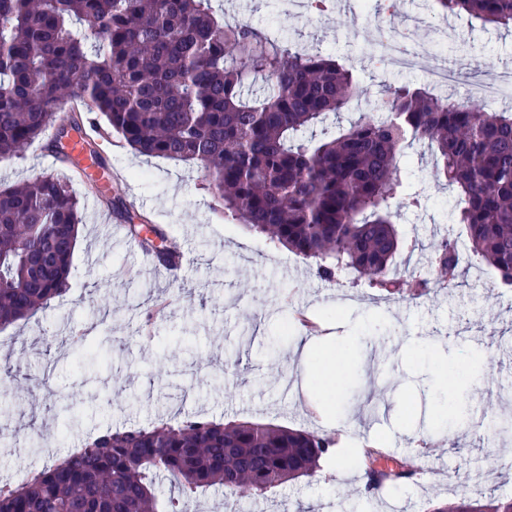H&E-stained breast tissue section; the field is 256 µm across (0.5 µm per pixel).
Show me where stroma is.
Here are the masks:
<instances>
[{
  "label": "stroma",
  "instance_id": "obj_1",
  "mask_svg": "<svg viewBox=\"0 0 512 512\" xmlns=\"http://www.w3.org/2000/svg\"><path fill=\"white\" fill-rule=\"evenodd\" d=\"M220 2L226 21H247L292 48H317L353 67L365 103L377 102L385 85L426 84L422 71L378 59L365 11L383 9L385 0H348L347 13L329 12L321 24L280 0ZM395 2L394 33L416 29L451 62L512 68V31L443 15L434 0ZM97 144L121 175L112 191L128 216L72 180L82 223L69 289L31 319L0 330V350L20 365L17 377L0 373V425L14 431L0 444V483L14 484L19 467L42 469L108 430L199 418L332 430L339 443L313 477L263 497L215 487L197 494V512H426L454 495H512V438L489 427L498 415L512 416V288L477 262L456 289L435 281L432 243H461L466 233L449 220L455 192L436 181L427 145L405 148L400 160L426 200L422 209L399 210V231L416 249L400 252L395 268L406 278H429L430 286L417 299L388 300L362 281L321 280L288 249L213 212L212 188L196 164L135 155L115 134ZM47 145L42 139L0 160V184L65 174L64 164H46ZM144 216L183 250L177 277L143 266L142 255L125 247L124 232ZM101 295L111 300L104 311L96 304ZM297 312L318 325L321 344L299 369L288 363L295 336L285 330ZM78 332L87 349L71 347L69 336ZM444 361L474 364L472 380L443 379ZM326 362L344 376L331 422L321 400L300 388L302 377H316ZM45 372L59 396L49 410L30 394ZM456 428L457 448L443 446ZM368 441L399 459L426 442L437 448L423 456L420 478L369 499L347 498L344 488L362 477L358 458ZM492 448L501 464L489 470L479 460Z\"/></svg>",
  "mask_w": 512,
  "mask_h": 512
}]
</instances>
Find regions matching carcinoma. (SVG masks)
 I'll list each match as a JSON object with an SVG mask.
<instances>
[{
  "instance_id": "1",
  "label": "carcinoma",
  "mask_w": 512,
  "mask_h": 512,
  "mask_svg": "<svg viewBox=\"0 0 512 512\" xmlns=\"http://www.w3.org/2000/svg\"><path fill=\"white\" fill-rule=\"evenodd\" d=\"M481 26L512 27V0H435ZM366 94L321 51L297 53L246 21L221 20L213 0H0V158L50 126L93 124L136 152L193 162L224 211L315 265L336 282L413 297L424 284L395 275L404 248L392 203L421 205L399 176L397 150L424 141L435 176L456 191L451 223L472 256L512 285V113L437 97L410 85L381 89L379 110L358 112L333 136L313 127ZM81 221L70 180L38 175L0 189V328L60 297L72 274ZM430 264L457 285L461 257L446 238ZM335 434L264 422L187 419L107 431L16 486L0 487V512H166L153 477L185 496L215 486L263 496L315 474ZM360 463L370 484L412 472ZM433 512H486L461 498Z\"/></svg>"
}]
</instances>
